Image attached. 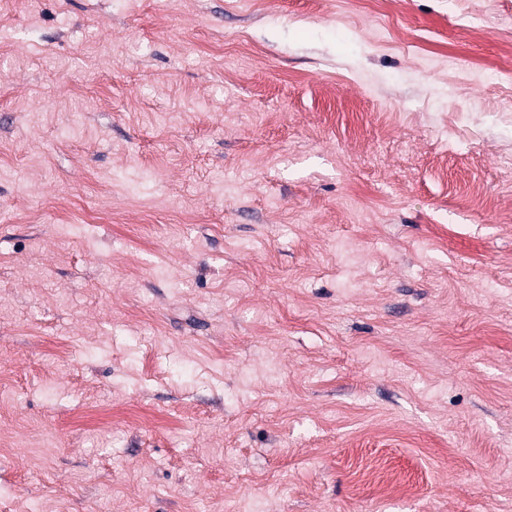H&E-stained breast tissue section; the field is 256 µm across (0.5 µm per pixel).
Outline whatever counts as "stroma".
Segmentation results:
<instances>
[{"label": "stroma", "mask_w": 512, "mask_h": 512, "mask_svg": "<svg viewBox=\"0 0 512 512\" xmlns=\"http://www.w3.org/2000/svg\"><path fill=\"white\" fill-rule=\"evenodd\" d=\"M512 0H0V512H512Z\"/></svg>", "instance_id": "1"}]
</instances>
